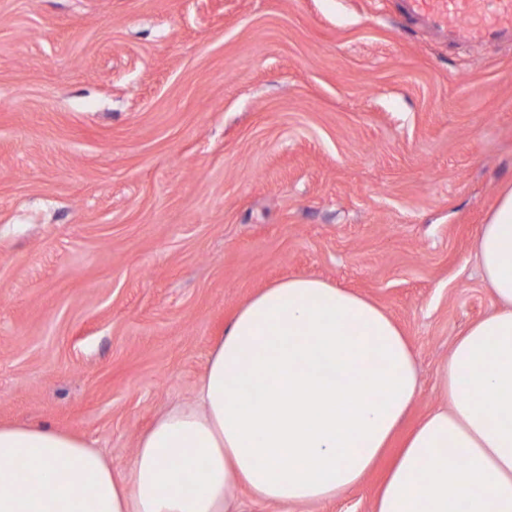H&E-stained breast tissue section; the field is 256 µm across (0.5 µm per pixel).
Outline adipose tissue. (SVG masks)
Segmentation results:
<instances>
[{
  "mask_svg": "<svg viewBox=\"0 0 512 512\" xmlns=\"http://www.w3.org/2000/svg\"><path fill=\"white\" fill-rule=\"evenodd\" d=\"M496 305L439 372L446 408L398 430L420 389L408 338L376 302L312 276L237 310L195 402L159 416L116 469L84 439L0 425V512H239L357 487L386 456L373 512H512V183L481 225Z\"/></svg>",
  "mask_w": 512,
  "mask_h": 512,
  "instance_id": "obj_1",
  "label": "adipose tissue"
}]
</instances>
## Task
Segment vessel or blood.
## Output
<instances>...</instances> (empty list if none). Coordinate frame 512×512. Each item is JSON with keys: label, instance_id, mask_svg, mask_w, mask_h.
<instances>
[{"label": "vessel or blood", "instance_id": "1", "mask_svg": "<svg viewBox=\"0 0 512 512\" xmlns=\"http://www.w3.org/2000/svg\"><path fill=\"white\" fill-rule=\"evenodd\" d=\"M401 9L452 44L512 43V0H402Z\"/></svg>", "mask_w": 512, "mask_h": 512}]
</instances>
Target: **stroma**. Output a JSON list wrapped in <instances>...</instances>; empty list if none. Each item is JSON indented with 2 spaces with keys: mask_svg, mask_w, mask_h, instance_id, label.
I'll list each match as a JSON object with an SVG mask.
<instances>
[{
  "mask_svg": "<svg viewBox=\"0 0 512 512\" xmlns=\"http://www.w3.org/2000/svg\"><path fill=\"white\" fill-rule=\"evenodd\" d=\"M512 45L400 0H0V424L126 467L237 307L311 275L381 305L422 378L487 313ZM379 472L294 510L372 512Z\"/></svg>",
  "mask_w": 512,
  "mask_h": 512,
  "instance_id": "35a3bbf8",
  "label": "stroma"
}]
</instances>
